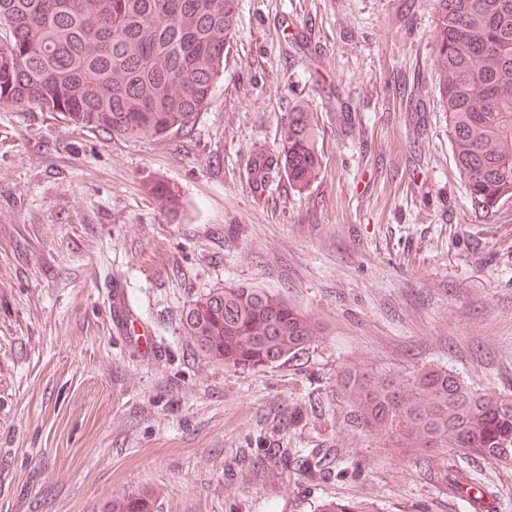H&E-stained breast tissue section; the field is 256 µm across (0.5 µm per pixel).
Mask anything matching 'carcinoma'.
<instances>
[{"label": "carcinoma", "instance_id": "obj_1", "mask_svg": "<svg viewBox=\"0 0 512 512\" xmlns=\"http://www.w3.org/2000/svg\"><path fill=\"white\" fill-rule=\"evenodd\" d=\"M237 0H0V103L55 113L113 137L150 141L183 131L209 105L236 30ZM435 65L456 167L471 202L489 215L512 199V0H438ZM315 114L296 107L277 146L251 148L246 173L262 194L284 174L301 192L323 172ZM160 209L182 207L159 182ZM181 325L211 359L241 369L291 360L324 335L321 323L264 288L209 290ZM343 420L368 439L413 453L445 448L512 468V395L474 388L444 367L406 378L345 370ZM457 484L494 490L457 464ZM110 512H153L149 495L112 499ZM318 512H365L329 500Z\"/></svg>", "mask_w": 512, "mask_h": 512}]
</instances>
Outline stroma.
Listing matches in <instances>:
<instances>
[{
    "label": "stroma",
    "mask_w": 512,
    "mask_h": 512,
    "mask_svg": "<svg viewBox=\"0 0 512 512\" xmlns=\"http://www.w3.org/2000/svg\"><path fill=\"white\" fill-rule=\"evenodd\" d=\"M437 0H238L209 105L133 142L0 104V512H475L441 459L414 465L343 422L346 368L442 365L512 394V202L474 213L439 110ZM324 162L302 193L252 191L253 144L296 106ZM179 190L177 214L145 186ZM156 345L118 334L111 286ZM268 289L322 340L243 370L180 318L212 288ZM317 452V470L288 456ZM153 503L148 494H131L112 500L110 512H152Z\"/></svg>",
    "instance_id": "obj_1"
}]
</instances>
